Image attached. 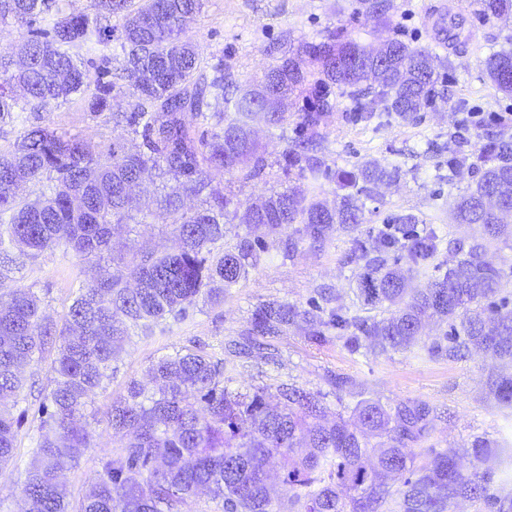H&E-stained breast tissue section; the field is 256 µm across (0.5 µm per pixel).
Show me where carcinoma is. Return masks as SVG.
Listing matches in <instances>:
<instances>
[{
	"mask_svg": "<svg viewBox=\"0 0 512 512\" xmlns=\"http://www.w3.org/2000/svg\"><path fill=\"white\" fill-rule=\"evenodd\" d=\"M203 0H97L94 18L55 14L49 29L33 30L37 18L52 13L56 0H0V19L30 28L22 49L26 64L14 66L0 52V121L84 94L92 73L81 50L108 46L120 30L122 74L132 111L114 112L115 126L141 135L147 151L130 148L118 137L107 153H97L77 137L34 127L14 151L0 153V279L18 255L35 258L61 248L83 259L110 250L112 225L132 219L126 188L157 171L174 180L161 199L172 217L179 246L172 252L135 253L78 288L64 322H43L39 300L16 288L0 296V466L13 458L15 425L9 403L18 402L23 369L52 339L58 341L53 380L41 406L40 434L25 469L20 494L23 512H180L200 492L223 503L224 512H455L461 501L477 512H512V494L502 493L512 479V448L477 437L469 448H425L433 430V408L425 400L383 405L359 401L351 417L325 421L324 396L296 385H282L277 404L268 389L233 392L224 371L199 352L162 358L148 368L155 391L138 381L112 400L107 417L119 445L100 462L95 482L77 503L61 480L75 468L83 448L93 447L88 407L112 376V361L130 338L168 317L183 318L204 296L220 298L246 278L267 252V237L285 226L304 225L315 243H323L332 224L355 229L366 222V201L373 188L397 170L376 160L359 161L336 172L311 155L320 145L321 127L336 108L332 89L350 100L348 111L360 120L384 115L414 119L440 97L434 48L378 30L374 51L344 28L320 39L304 40L296 52L269 65L260 78L243 85L224 83V73L209 76L201 67L200 46L187 35L185 21ZM358 10L378 19L392 0H358ZM512 10V0H481L489 19ZM117 17L118 26L102 21ZM484 73L512 97V48L494 50ZM89 107H108L109 86L96 83ZM283 99L305 98L295 137L288 138V113L268 112L266 122L289 141L279 168L309 182V189L288 188L247 206L248 223L265 236L240 239L232 249L214 253L224 241V216L231 200L218 193L201 208L186 210L182 198L199 196L210 186L208 172L222 170L243 180L261 178L271 167L252 136V115L262 106L263 89ZM219 129L195 136L185 115ZM469 141L456 135L448 152V179L468 169L473 185L460 194L453 213L457 224H480L486 242L454 245L456 259L429 286H411L415 272L437 251L430 228L412 229L411 215L387 219L392 230L371 236L375 256L365 262L358 289L363 302L387 316L368 320L295 304L268 303L251 319L249 336L283 335L301 321L307 338L320 345L326 332L351 345L370 341L380 353L408 350L418 342L426 321L448 322L444 341L432 354L456 359L470 347L512 361V300L504 295V273L489 244L512 238V226L484 208L495 194L499 210H512V137ZM49 184L33 200L21 201L19 187ZM336 180L343 191L336 207L320 199L322 180ZM394 251L387 259L384 254ZM489 391L498 404L512 408V375L494 373ZM286 463L283 483L288 498L272 496L268 462ZM469 458L464 469L460 460ZM497 461V468L489 465Z\"/></svg>",
	"mask_w": 512,
	"mask_h": 512,
	"instance_id": "carcinoma-1",
	"label": "carcinoma"
}]
</instances>
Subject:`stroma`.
I'll list each match as a JSON object with an SVG mask.
<instances>
[{"label": "stroma", "mask_w": 512, "mask_h": 512, "mask_svg": "<svg viewBox=\"0 0 512 512\" xmlns=\"http://www.w3.org/2000/svg\"><path fill=\"white\" fill-rule=\"evenodd\" d=\"M393 4L387 15L389 29L404 40L435 46L444 97L416 121L385 117L371 124L349 119L346 99L337 98L336 109L323 129L325 138L318 157L335 170L372 158L398 167L399 176L377 188L375 213L355 231L331 226L323 244L317 246L302 225L284 228L259 265L226 292L223 301H197L187 317L167 320L153 335L133 333L113 363L111 382L97 392L90 407L93 446L65 475L72 500L82 498L101 458L118 444L106 417L113 398L125 394L130 381L146 382L152 362L189 350L223 362L229 389L249 392L259 386L293 384L323 394L332 412L350 413L362 396L385 405L428 401L437 416L429 443L437 448H467L479 436L512 441V409L499 406L487 395L490 373L504 369L512 374V364L502 365L477 349L460 359L429 354V346L446 331L441 323L428 324L411 349L382 355L364 346L351 348L332 333L322 345H315L298 325L268 339V348L262 352L247 355L232 350L234 343L242 341L256 308L269 302L305 307L327 298L332 306L343 307L349 314L374 317V310L357 296L364 262L352 251L355 240H369L387 216H416L439 236L435 257L414 280L420 287L436 275L439 265L453 259L454 242L485 239L481 225L451 220L457 197L473 179L471 172H462L451 182L445 176L448 152L455 147L452 135L464 118L457 110L459 104L478 112L512 113V98L499 93L483 73L489 52L505 47L512 38V14L482 19L479 0H393ZM353 8L354 0H204L187 28L201 48L204 67L221 65L225 75L242 82L261 76L267 66L301 41L321 38L342 26L362 40H370L374 18L354 13ZM119 54V44L114 41L107 50L95 49L86 55L94 65L107 67L106 80L114 86L111 110L90 111L84 95L27 110L14 120L0 122V152L13 150L24 133L36 126L79 137L96 151H107L121 134L112 124L113 113L129 109L126 83L118 74ZM254 126L260 147L272 164L269 175L242 181L218 170L209 173L214 189L243 206L288 184L275 165L285 141L262 120H255ZM162 185L158 178L140 190L133 220L122 225L112 239L113 258L128 259L136 251L160 252L175 246L169 219L159 205ZM288 241L294 244L289 251L284 248ZM96 273L94 263L56 249L35 258H18L4 286L34 292L43 314L58 327L78 286L89 283ZM55 357V344H47L26 370L23 397L12 410L19 421L14 459L0 467V512H21L18 486L39 434L40 406L50 387ZM339 376L355 385V393L337 394L334 381Z\"/></svg>", "instance_id": "35a3bbf8"}]
</instances>
